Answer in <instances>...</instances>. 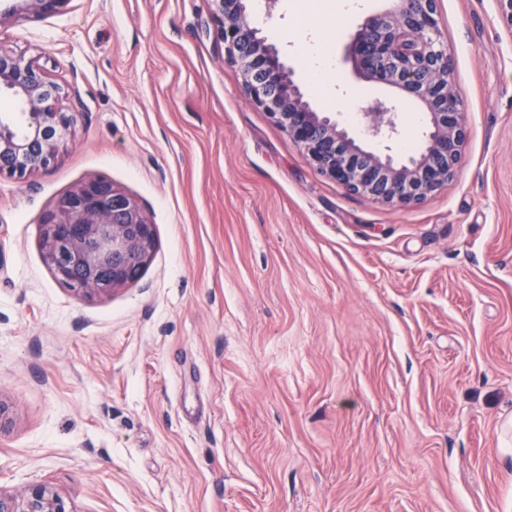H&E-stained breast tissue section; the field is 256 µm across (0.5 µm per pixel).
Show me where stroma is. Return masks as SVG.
<instances>
[{
	"mask_svg": "<svg viewBox=\"0 0 512 512\" xmlns=\"http://www.w3.org/2000/svg\"><path fill=\"white\" fill-rule=\"evenodd\" d=\"M385 0L256 27L320 112L394 100L345 60ZM212 0H69L0 27L68 95L54 163L0 177V493L69 512H512V30L439 0L470 136L454 178L386 204L321 174L244 94ZM329 42L325 95L304 45ZM105 179L155 248L106 295L58 281L56 201ZM0 512H69L64 499L47 484H40L20 498L0 493Z\"/></svg>",
	"mask_w": 512,
	"mask_h": 512,
	"instance_id": "1",
	"label": "stroma"
}]
</instances>
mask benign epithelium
Here are the masks:
<instances>
[{"label": "benign epithelium", "mask_w": 512, "mask_h": 512, "mask_svg": "<svg viewBox=\"0 0 512 512\" xmlns=\"http://www.w3.org/2000/svg\"><path fill=\"white\" fill-rule=\"evenodd\" d=\"M0 26L61 11L69 0H7ZM225 58L234 64L253 104L281 126L311 163L341 187L385 203L411 204L453 178L469 128L452 85V58L439 36L437 0H388L355 32L346 59L357 75L413 98L423 115V138L408 157L392 154L399 137L394 105L362 106V130L316 111L276 46L251 22L248 0H213ZM20 117L0 114V176L21 178L48 167L72 134L61 108L68 95L34 61L0 45V94ZM155 247L153 224L128 194L104 179L61 196L42 224L41 248L55 277L85 294H107L137 280ZM0 512H69L64 499L40 484L18 498L0 494Z\"/></svg>", "instance_id": "benign-epithelium-1"}]
</instances>
